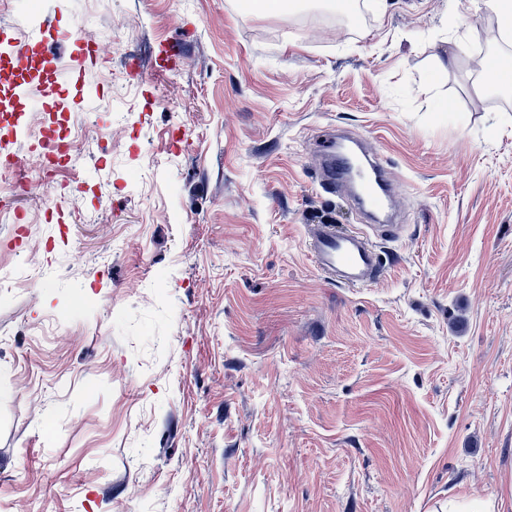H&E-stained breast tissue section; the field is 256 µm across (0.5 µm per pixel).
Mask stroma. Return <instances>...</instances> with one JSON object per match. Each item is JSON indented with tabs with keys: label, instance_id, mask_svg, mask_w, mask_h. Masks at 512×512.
I'll use <instances>...</instances> for the list:
<instances>
[{
	"label": "stroma",
	"instance_id": "obj_1",
	"mask_svg": "<svg viewBox=\"0 0 512 512\" xmlns=\"http://www.w3.org/2000/svg\"><path fill=\"white\" fill-rule=\"evenodd\" d=\"M242 2L0 0V31L105 50L28 104L37 189L0 220L25 272L0 287V512H512V91L470 65L512 46L475 0H351L333 37ZM62 119L79 162L44 187ZM336 129L403 216L364 288L305 248L364 222L317 183Z\"/></svg>",
	"mask_w": 512,
	"mask_h": 512
}]
</instances>
